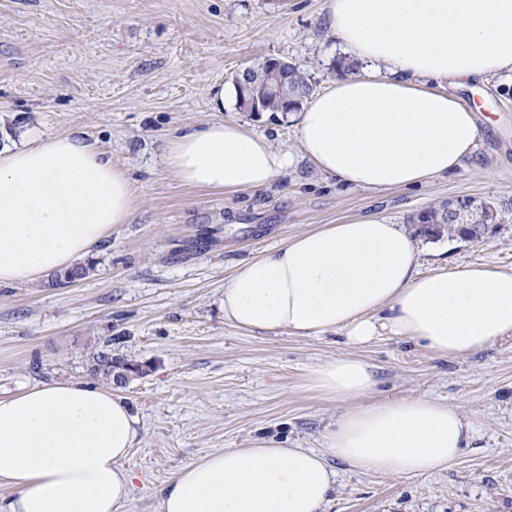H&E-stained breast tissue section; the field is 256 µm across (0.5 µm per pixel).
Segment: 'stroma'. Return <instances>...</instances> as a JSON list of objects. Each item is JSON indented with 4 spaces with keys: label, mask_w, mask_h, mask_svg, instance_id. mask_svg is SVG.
<instances>
[{
    "label": "stroma",
    "mask_w": 512,
    "mask_h": 512,
    "mask_svg": "<svg viewBox=\"0 0 512 512\" xmlns=\"http://www.w3.org/2000/svg\"><path fill=\"white\" fill-rule=\"evenodd\" d=\"M345 55L327 0H0V127L21 143L76 133L127 170L139 198L129 223L82 259L86 275L0 285V397L52 381L90 382L98 342L141 364L120 388L140 437L124 465L135 476L124 512H161L184 465L271 438L320 449L347 405L317 392L321 361L373 366L369 400L428 396L478 421L483 436L448 469L398 479L333 462L324 512H512V337L457 358L382 336L361 348L321 337L246 330L224 317V281L247 259L325 224H395L457 197L489 202L499 221L446 249L419 235L420 272L443 261L512 272V75L460 90L478 138L451 175L412 189L345 188L304 156L287 113L247 114L233 80L269 57L300 66L315 91L339 80ZM223 98H216V90ZM224 119L264 135L291 165L258 192L182 184L163 139Z\"/></svg>",
    "instance_id": "1"
}]
</instances>
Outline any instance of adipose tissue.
Here are the masks:
<instances>
[{"label": "adipose tissue", "instance_id": "1", "mask_svg": "<svg viewBox=\"0 0 512 512\" xmlns=\"http://www.w3.org/2000/svg\"><path fill=\"white\" fill-rule=\"evenodd\" d=\"M334 36L364 63L297 115L305 157L349 188H414L457 170L478 136L455 91L512 72V0H328ZM165 166L185 185L237 193L266 188L288 166L263 136L214 121L169 137ZM137 198L127 171L76 135L0 146V284L68 269L128 223ZM401 225L373 218L326 224L252 258L224 282V315L248 330L352 346L387 334L455 358L512 335V273L451 263L419 272ZM310 383L349 408L322 446L227 448L183 466L161 512H322L330 459L412 478L446 469L482 436L458 408L430 397L367 401L370 366L318 364ZM139 439L130 404L90 384L51 382L0 398V512H121Z\"/></svg>", "mask_w": 512, "mask_h": 512}]
</instances>
